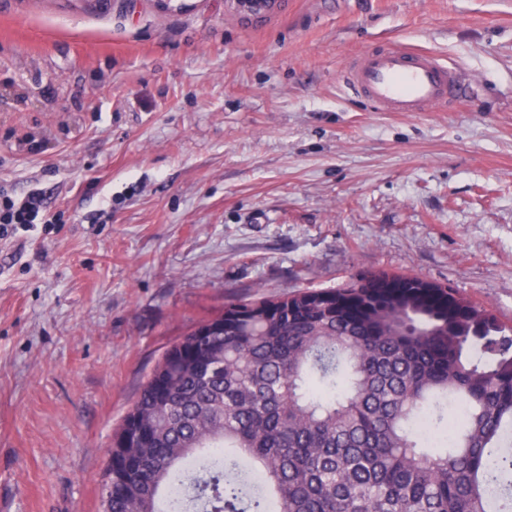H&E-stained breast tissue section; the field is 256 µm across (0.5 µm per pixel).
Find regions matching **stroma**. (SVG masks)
<instances>
[{
    "instance_id": "35a3bbf8",
    "label": "stroma",
    "mask_w": 512,
    "mask_h": 512,
    "mask_svg": "<svg viewBox=\"0 0 512 512\" xmlns=\"http://www.w3.org/2000/svg\"><path fill=\"white\" fill-rule=\"evenodd\" d=\"M428 50L467 97L379 112L366 49ZM0 512H101L112 435L226 305L367 271L512 325V0H0ZM236 13L244 19H260L274 11L281 0H230ZM39 201L31 196L23 206H17L8 196L0 197V236H6L12 224H37Z\"/></svg>"
}]
</instances>
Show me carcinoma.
Segmentation results:
<instances>
[{"label": "carcinoma", "instance_id": "cac0c4a2", "mask_svg": "<svg viewBox=\"0 0 512 512\" xmlns=\"http://www.w3.org/2000/svg\"><path fill=\"white\" fill-rule=\"evenodd\" d=\"M512 328L419 277L230 304L172 345L113 434L112 512H512ZM224 450L213 462L208 451ZM203 467L193 459H189L183 468V475L174 485L173 495L183 504L189 501L195 491L197 480L202 476Z\"/></svg>", "mask_w": 512, "mask_h": 512}]
</instances>
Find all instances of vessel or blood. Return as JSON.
I'll use <instances>...</instances> for the list:
<instances>
[{
  "mask_svg": "<svg viewBox=\"0 0 512 512\" xmlns=\"http://www.w3.org/2000/svg\"><path fill=\"white\" fill-rule=\"evenodd\" d=\"M346 82L381 112H424L461 98L452 67L435 54L400 47L364 53Z\"/></svg>",
  "mask_w": 512,
  "mask_h": 512,
  "instance_id": "vessel-or-blood-1",
  "label": "vessel or blood"
}]
</instances>
